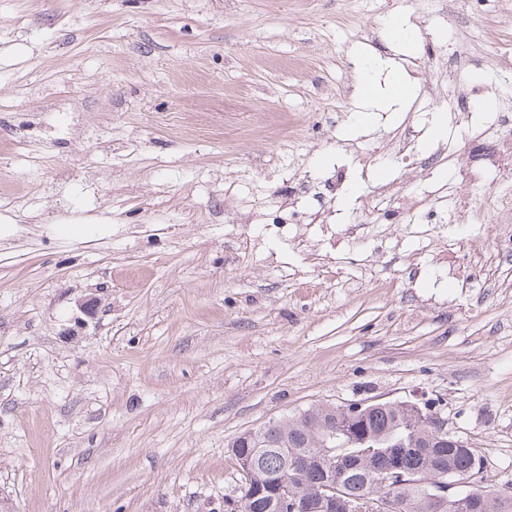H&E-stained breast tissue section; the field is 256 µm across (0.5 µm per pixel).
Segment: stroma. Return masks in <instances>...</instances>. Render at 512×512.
Segmentation results:
<instances>
[{"label": "stroma", "instance_id": "35a3bbf8", "mask_svg": "<svg viewBox=\"0 0 512 512\" xmlns=\"http://www.w3.org/2000/svg\"><path fill=\"white\" fill-rule=\"evenodd\" d=\"M0 0V512H225L242 433L315 404L433 399L448 428L512 488V279L479 183L504 147L480 105L512 51L499 0ZM403 19V50L383 27ZM479 34L468 130L430 133L445 71L398 111L356 124L361 64L443 62ZM259 112H291L289 145ZM418 131L405 167L352 143ZM447 157L427 170L420 161ZM345 169L336 228L360 221L350 188L398 176L430 212L376 219L366 241L271 231L303 178ZM488 207L482 227L448 221ZM81 225L78 233L70 225ZM440 225L436 265L416 227ZM468 264L469 287L447 274ZM98 297L77 326L78 300Z\"/></svg>", "mask_w": 512, "mask_h": 512}]
</instances>
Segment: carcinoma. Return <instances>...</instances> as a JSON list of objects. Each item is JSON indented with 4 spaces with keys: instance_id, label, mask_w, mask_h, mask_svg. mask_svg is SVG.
<instances>
[{
    "instance_id": "carcinoma-1",
    "label": "carcinoma",
    "mask_w": 512,
    "mask_h": 512,
    "mask_svg": "<svg viewBox=\"0 0 512 512\" xmlns=\"http://www.w3.org/2000/svg\"><path fill=\"white\" fill-rule=\"evenodd\" d=\"M417 418L412 402L381 401L357 415L346 404L314 406L257 428L261 441H285L288 447L268 446L258 456L253 485L241 487L238 512H276L269 498L255 496V485L288 480L294 489L288 512H300L303 501L319 500L333 483L344 499H363L377 491L374 480L381 474L390 480L389 493L401 503L400 512H437L430 490L455 482L459 491L476 498L475 512H512V503L501 502L496 489L481 485L486 467L476 449L430 444L433 431ZM337 424L348 429L350 449L362 455L343 460L333 472L321 456Z\"/></svg>"
}]
</instances>
